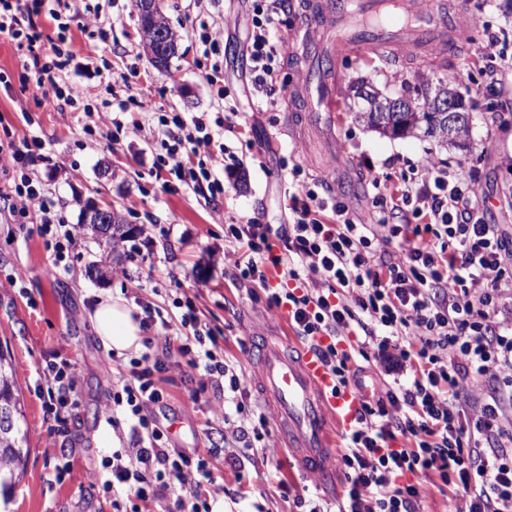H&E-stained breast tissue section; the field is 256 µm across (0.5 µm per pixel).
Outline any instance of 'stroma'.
<instances>
[{"instance_id": "1", "label": "stroma", "mask_w": 512, "mask_h": 512, "mask_svg": "<svg viewBox=\"0 0 512 512\" xmlns=\"http://www.w3.org/2000/svg\"><path fill=\"white\" fill-rule=\"evenodd\" d=\"M446 7L444 55L421 47L390 46L361 55L340 54L332 63L336 80L334 122L312 112L303 90L306 65L301 42L282 49L275 104L256 111L257 94L248 76L245 55L247 12L243 0H163L164 14L178 37L177 55L168 72L154 68L142 48L134 0H56L58 19L41 14L35 22L44 39L56 38L66 25L64 47L72 60L59 82L87 88L81 109L37 108L22 86L28 73L13 41L0 36V74L11 91L0 90V137H39L58 166L43 170L47 192L62 206L68 223L81 221L85 204L112 205L123 216L125 241L100 245L91 231L72 262L75 275L50 270L51 251L33 223H18L0 211V339L7 341L21 387L31 454L27 472L15 490L12 512H112L102 494L59 479L55 465L64 448L73 449L75 468L99 471L113 448L129 443L127 427L113 432L112 446H103L102 411L112 401V387L102 372L110 357L95 335L84 309L103 292L133 301L141 296L177 316L174 299L192 298L202 322L219 328V345L242 385L244 402H261L253 387L250 358L253 336H295L287 308L270 311L265 291L250 294L216 255L232 250L224 239L225 224L258 217L265 224L288 221L286 171L301 165L325 179L332 193L365 222L375 221L379 204L367 170L375 168L391 184L413 177L425 159L465 166L475 175L480 210L490 224L512 228V68L502 67L499 84H491L481 44L495 33L505 58L512 59V18L501 0H443ZM95 10V29L84 17ZM227 22L225 38L205 49L203 22ZM99 51L88 56V39ZM456 75L457 91L471 108L463 148L446 147L422 137L383 136L355 118L345 104L351 83L366 80L389 95L403 89L426 91L447 75ZM227 98H220V90ZM135 97L125 123L145 122L150 112H180L191 118L234 107L243 124L235 131L213 128L225 147L223 190L207 199L180 185L161 188L150 174L151 152L144 140L113 134L111 127L89 123L88 113L111 110L113 101ZM92 134H84V124ZM269 150H260V143ZM165 225L169 237L146 239V223ZM58 358L75 361L81 404L66 433L51 432L46 418L43 382L46 363ZM168 415L179 428L170 441L181 448H207L222 442L225 454L246 455L242 469L223 463L213 474L224 484V512H300L295 497L306 496L315 477L296 467L280 440L275 411H268L264 439L226 435L213 421L217 400L191 402L187 386L166 385ZM293 487L292 498L281 495V484Z\"/></svg>"}]
</instances>
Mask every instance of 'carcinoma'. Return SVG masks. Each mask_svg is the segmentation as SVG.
<instances>
[{
    "instance_id": "carcinoma-1",
    "label": "carcinoma",
    "mask_w": 512,
    "mask_h": 512,
    "mask_svg": "<svg viewBox=\"0 0 512 512\" xmlns=\"http://www.w3.org/2000/svg\"><path fill=\"white\" fill-rule=\"evenodd\" d=\"M414 112H358L367 127L391 136H420L448 142L447 130L428 112L429 94L406 96ZM29 432L9 348L0 345V512H10L13 492L26 471Z\"/></svg>"
}]
</instances>
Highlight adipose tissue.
I'll list each match as a JSON object with an SVG mask.
<instances>
[{
  "label": "adipose tissue",
  "mask_w": 512,
  "mask_h": 512,
  "mask_svg": "<svg viewBox=\"0 0 512 512\" xmlns=\"http://www.w3.org/2000/svg\"><path fill=\"white\" fill-rule=\"evenodd\" d=\"M89 319L104 347L119 353L139 347L142 329L124 298L98 296Z\"/></svg>",
  "instance_id": "1"
}]
</instances>
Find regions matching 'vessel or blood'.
<instances>
[{
    "label": "vessel or blood",
    "instance_id": "obj_1",
    "mask_svg": "<svg viewBox=\"0 0 512 512\" xmlns=\"http://www.w3.org/2000/svg\"><path fill=\"white\" fill-rule=\"evenodd\" d=\"M397 0H336L320 23L326 33L313 40L303 32V46L312 47L315 63L331 57L336 48L362 53L369 49L360 33L381 14H396ZM445 18L439 0L403 17L401 36L413 41L441 35ZM253 355L257 362L256 379L275 408L280 428L299 467L306 473L330 482L333 473L329 460L337 438L350 432L359 417L358 391L340 388L334 375L317 351L309 346L277 347L265 340L256 341Z\"/></svg>",
    "mask_w": 512,
    "mask_h": 512
}]
</instances>
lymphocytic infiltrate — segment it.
Wrapping results in <instances>:
<instances>
[{"label": "lymphocytic infiltrate", "instance_id": "1", "mask_svg": "<svg viewBox=\"0 0 512 512\" xmlns=\"http://www.w3.org/2000/svg\"><path fill=\"white\" fill-rule=\"evenodd\" d=\"M45 0H0V34L8 35L30 76L23 86L36 107L73 103L84 95L75 86L53 85V70L70 55L58 45L43 49L29 26ZM286 0H253L247 36L251 83L268 98L279 81V28ZM156 138L163 150L151 171L161 185L177 182L200 193L217 190L224 146L202 118L179 112L158 116ZM37 137L0 140V161L21 169L10 209L20 217L39 216L37 232L54 242L53 270L71 272L67 253L81 227L65 223L56 202L44 192L28 164L46 161ZM291 221L272 226L259 218L227 225V239L248 250L239 276L249 286L269 287V308L287 307L304 342L318 346L340 387L355 385L357 359L389 362L407 371L385 391L364 396L356 428L341 457L346 493L341 502L317 495L309 512H421L419 478L448 486V512H512V248L499 225L478 215L476 178L426 161L418 176L387 185L370 182L383 211L376 223L359 221L325 182L295 166L289 171ZM412 213L411 221L388 223L390 213ZM283 250H274L273 241ZM398 241L401 252L385 255L381 243ZM148 336L140 357L112 378V403L104 417L112 427L130 424L128 447L113 450L95 477L113 512H140V503L172 501L169 512H212L224 495L212 469L227 459L223 449L207 451L172 445L168 430L151 407H164L156 379L173 357L183 358L178 375L197 377L200 394L238 391L240 379L219 351L215 331L201 324L192 300L181 305V333L152 301L137 298ZM162 334L152 335L153 326ZM355 344L344 345L348 333ZM414 338L417 349L389 351L391 339ZM45 411L63 433L80 406L75 362H48L42 370Z\"/></svg>", "mask_w": 512, "mask_h": 512}]
</instances>
